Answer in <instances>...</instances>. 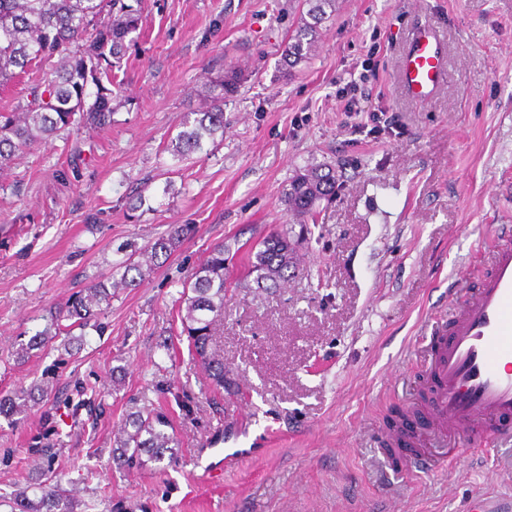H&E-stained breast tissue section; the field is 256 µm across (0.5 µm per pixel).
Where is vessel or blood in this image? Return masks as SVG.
I'll use <instances>...</instances> for the list:
<instances>
[{"instance_id": "b4317fda", "label": "vessel or blood", "mask_w": 512, "mask_h": 512, "mask_svg": "<svg viewBox=\"0 0 512 512\" xmlns=\"http://www.w3.org/2000/svg\"><path fill=\"white\" fill-rule=\"evenodd\" d=\"M446 57L436 30L414 31L398 73L405 94L433 98L448 78ZM485 255L488 275L460 303L449 304L448 334L425 360L433 425L418 437V461L435 471L447 462L429 455L434 441L450 436L461 448L512 442V229L495 234Z\"/></svg>"}]
</instances>
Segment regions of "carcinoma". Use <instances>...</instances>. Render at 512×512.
Instances as JSON below:
<instances>
[{"instance_id": "1", "label": "carcinoma", "mask_w": 512, "mask_h": 512, "mask_svg": "<svg viewBox=\"0 0 512 512\" xmlns=\"http://www.w3.org/2000/svg\"><path fill=\"white\" fill-rule=\"evenodd\" d=\"M310 8L306 21L288 42L283 63L295 69L315 52L319 27L336 11V0H305ZM141 0H0V86L3 87L52 56L60 62L43 72L28 93V100L16 111L0 117V168L16 157L46 142L60 132L92 129L112 124V103L119 99L122 84L112 74L124 57L132 34L138 30ZM241 75L227 69L215 80L204 83L211 106L201 112H187L180 131L166 145L173 158L183 160L201 151L208 143L217 145L224 139V97L238 87ZM336 195V175L324 165L298 169L285 193L288 213L312 215L316 204ZM194 233L190 224L173 225L147 248V260L129 261L111 272L104 280L74 292L64 306L50 314V323L32 336L25 354L41 349L73 328L86 329L98 321L102 305L112 299L115 288H131L150 274L159 260L169 258L182 241ZM229 246L216 244L197 265L183 286L179 304L192 360L206 373L214 390L233 391L224 373V350L219 328L224 321V270ZM296 250L288 232L274 231L252 252L251 271L256 282L271 288L285 285L294 268ZM47 392L21 390L13 396H0V416L20 411V400L37 402ZM179 440L170 418L162 413L137 408L127 413L112 463L119 470L146 468L151 464L164 467L178 456ZM20 512H72L73 504L53 487L42 489L38 500L20 491L15 496Z\"/></svg>"}]
</instances>
